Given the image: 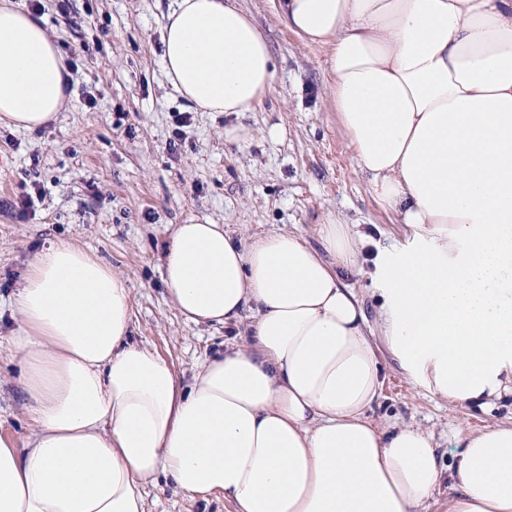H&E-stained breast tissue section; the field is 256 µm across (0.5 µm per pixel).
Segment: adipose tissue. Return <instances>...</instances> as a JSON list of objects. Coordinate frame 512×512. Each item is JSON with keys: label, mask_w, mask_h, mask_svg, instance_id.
Wrapping results in <instances>:
<instances>
[{"label": "adipose tissue", "mask_w": 512, "mask_h": 512, "mask_svg": "<svg viewBox=\"0 0 512 512\" xmlns=\"http://www.w3.org/2000/svg\"><path fill=\"white\" fill-rule=\"evenodd\" d=\"M328 49L330 92L377 203L406 224L388 249L326 217L244 244L180 224L163 278L186 320L245 324L191 386L133 343L131 297L66 241L42 250L9 306L34 431L0 438V512H147L144 487L218 493L235 512H512V423L432 434L369 414L384 377L340 270L372 256L387 349L415 384L487 411L512 399V0H277ZM168 81L195 110L241 114L270 91L269 44L237 0H175ZM44 21L0 0V121L36 130L68 102Z\"/></svg>", "instance_id": "adipose-tissue-1"}]
</instances>
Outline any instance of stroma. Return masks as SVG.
I'll use <instances>...</instances> for the list:
<instances>
[{"label": "stroma", "mask_w": 512, "mask_h": 512, "mask_svg": "<svg viewBox=\"0 0 512 512\" xmlns=\"http://www.w3.org/2000/svg\"><path fill=\"white\" fill-rule=\"evenodd\" d=\"M275 59L270 93L239 121L251 140H225L230 117L190 111L168 83L161 31L172 0H41L40 16L70 63L71 100L45 127L27 133L0 124V437L23 447L33 432L10 339L20 318L7 306L36 255L66 239L108 263L131 293V338L172 363L190 384L201 360L237 342L232 326L187 321L162 277L161 260L178 224H220L242 243L292 232L315 251L327 215L359 225L382 245L409 231L374 199L330 94L326 47L308 43L279 18L275 0H239ZM94 94L95 106L84 103ZM279 126L273 139L269 127ZM39 185L27 216L10 203ZM370 263L341 273L361 301L384 375L373 423L412 425L434 435L444 464L460 427L508 422L414 385L377 335L380 303ZM147 512H233L222 495L192 497L172 479L145 488Z\"/></svg>", "instance_id": "1"}]
</instances>
